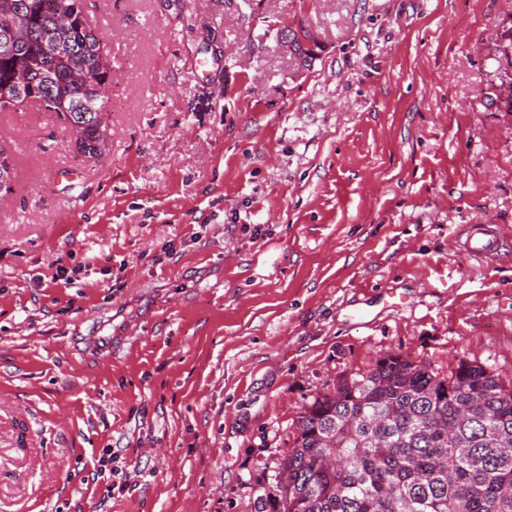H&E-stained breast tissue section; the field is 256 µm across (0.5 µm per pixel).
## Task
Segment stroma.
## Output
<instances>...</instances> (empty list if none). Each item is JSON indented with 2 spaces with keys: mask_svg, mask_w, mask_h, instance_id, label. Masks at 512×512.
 <instances>
[{
  "mask_svg": "<svg viewBox=\"0 0 512 512\" xmlns=\"http://www.w3.org/2000/svg\"><path fill=\"white\" fill-rule=\"evenodd\" d=\"M87 11L129 102L107 153L0 112V512H252L305 407L387 353L512 381V0ZM502 239L497 225L470 224L463 247L469 255L487 260L498 255Z\"/></svg>",
  "mask_w": 512,
  "mask_h": 512,
  "instance_id": "35a3bbf8",
  "label": "stroma"
}]
</instances>
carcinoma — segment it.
<instances>
[{
  "label": "carcinoma",
  "mask_w": 512,
  "mask_h": 512,
  "mask_svg": "<svg viewBox=\"0 0 512 512\" xmlns=\"http://www.w3.org/2000/svg\"><path fill=\"white\" fill-rule=\"evenodd\" d=\"M112 84L86 0H0V112L33 97L88 159L106 149ZM254 512H512V382L458 361L448 378L397 353L345 377L300 416Z\"/></svg>",
  "instance_id": "1"
}]
</instances>
